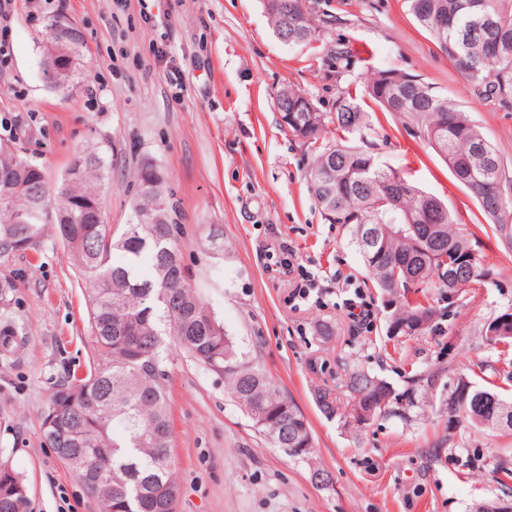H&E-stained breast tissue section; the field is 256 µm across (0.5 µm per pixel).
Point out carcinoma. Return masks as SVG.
<instances>
[{
    "mask_svg": "<svg viewBox=\"0 0 512 512\" xmlns=\"http://www.w3.org/2000/svg\"><path fill=\"white\" fill-rule=\"evenodd\" d=\"M270 24L288 44L304 45L319 34L305 0H262ZM418 24L477 94L503 109L512 100V0H409ZM364 95L380 109L416 128L445 162L456 182L512 246V222L496 215V202L481 196L489 182L512 186L499 150L463 111L430 84L396 69L377 70ZM276 107L294 137L315 143L328 127L344 133L315 155L309 190L329 224L347 228L373 288L389 308L387 334L411 338L432 328L436 310L411 298L424 290L452 300L480 280L473 249L450 229L451 212L405 173L381 162L347 138L368 124L357 94L346 90L335 111L322 112L292 87L281 89ZM0 266L52 238L70 253L84 288L90 355L84 368L52 394L43 412L47 445L93 499L98 512H175L178 476L172 459V426L166 365L174 342L183 357L224 377L225 387L273 448L331 476L314 461L311 428L292 398L243 357L215 312L203 300L184 263L174 218L173 193L156 164L134 171L131 223L120 233L94 213H104L102 193L110 163L93 147L79 151L55 185L10 145L0 143ZM23 213L24 222L14 215ZM463 271L448 278V261ZM17 291L0 275V349L8 350L22 325L12 311ZM470 385L464 402L448 392V417L473 426L512 431V403L487 387ZM348 410L329 388L315 399L328 418L343 419L353 437L381 415L395 413L399 398L385 379L360 368L346 371ZM28 488L9 461L0 459V512H27Z\"/></svg>",
    "mask_w": 512,
    "mask_h": 512,
    "instance_id": "cac0c4a2",
    "label": "carcinoma"
}]
</instances>
